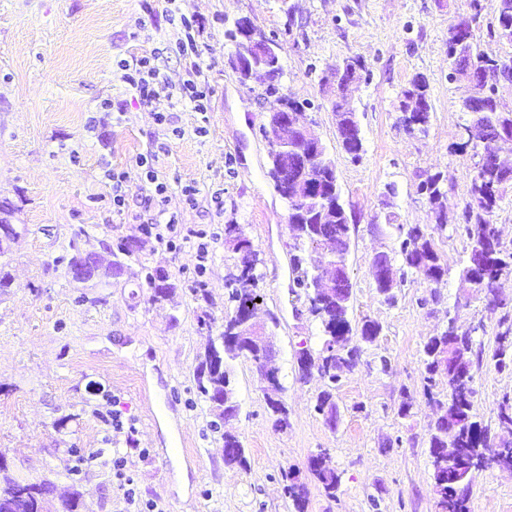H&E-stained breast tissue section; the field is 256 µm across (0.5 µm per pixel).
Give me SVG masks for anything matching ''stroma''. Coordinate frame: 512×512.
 I'll return each instance as SVG.
<instances>
[{"mask_svg":"<svg viewBox=\"0 0 512 512\" xmlns=\"http://www.w3.org/2000/svg\"><path fill=\"white\" fill-rule=\"evenodd\" d=\"M181 7L201 23L195 39L212 89L203 112L178 95L185 61L167 0H0V206L21 229L7 255L12 284L0 293V455L16 474L50 480L55 502L79 487L88 512H129L112 477L116 448L139 499L160 512H292L281 482L289 467L305 472L308 512H434L429 437L437 407L424 393L423 346L453 317L465 327L482 323L479 339L492 351L503 311L465 302L459 270L467 243L452 229L435 238L448 262L442 281L408 276L395 303L376 292L372 261L397 250L398 225L434 223L418 190L427 175L445 176L451 225L468 202L476 159L455 148L468 116L460 106L464 81L448 77V30L470 13V0H182ZM242 17L280 35L281 84L304 103L334 160L350 216V319L382 328L343 374L332 426L314 410L322 380L299 376L300 352H317L323 338L289 290L293 239L288 205L267 174L264 84L241 81L230 61L225 33ZM144 56L169 84L150 105L126 91L119 67ZM351 57L368 72L349 95L363 138L356 161L336 137L333 91L320 81L322 71ZM418 74L433 112L427 132L411 135L398 122L399 96ZM159 111L169 124L156 123ZM148 168L177 220L172 249L141 233L155 213ZM112 171L130 176L119 214ZM188 185L199 190L193 209L183 201ZM228 223L241 225L257 254V323L279 320L273 363L289 418L287 429L275 427L254 364L232 360L239 413L224 428L246 450L243 468L225 465L194 381L230 310L226 283L236 255L224 243ZM76 234L87 251L126 240L139 248L123 257L119 277L78 283L57 263ZM201 243L209 260L200 276ZM149 268L169 273L170 300L149 302ZM199 276L205 305L191 290ZM474 389L477 419L492 424L498 402L512 397V372L484 360ZM406 401L412 407L403 416ZM115 409L125 423L119 433L108 420ZM320 451L341 478L332 498L306 472ZM471 507L512 512V472L479 473Z\"/></svg>","mask_w":512,"mask_h":512,"instance_id":"1","label":"stroma"}]
</instances>
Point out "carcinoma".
I'll list each match as a JSON object with an SVG mask.
<instances>
[{
    "label": "carcinoma",
    "mask_w": 512,
    "mask_h": 512,
    "mask_svg": "<svg viewBox=\"0 0 512 512\" xmlns=\"http://www.w3.org/2000/svg\"><path fill=\"white\" fill-rule=\"evenodd\" d=\"M475 13L459 17L452 26L448 36V63L455 66L466 62L471 55L479 52L480 44L475 29L480 17V0H473ZM465 44H459V41ZM429 85L423 76L415 77L410 87L402 91L403 102L413 107V115L420 123L429 120ZM470 122L484 124L488 127L508 129L512 132V109H506L492 93L475 101L468 110ZM337 138L343 151L351 156V160L359 159L355 135L343 128L336 129ZM291 144L296 151L288 153L290 171L295 172L303 163V153L308 148L303 146L299 135L291 137ZM317 179L304 189L303 196L297 200L288 199V218H293L301 209L317 212L325 202L334 205L332 220L323 225L324 233L320 236L309 234V227L299 222H290L295 231L290 254L292 283L290 291L297 298L310 300L314 289L320 287L323 279L321 263H335L346 266L347 246L345 239L349 237V215L341 203V194L337 183L336 170L315 171ZM512 187V171L507 172L496 167L495 161L488 157L475 170L467 187L470 202L467 203L463 222L453 225V231L461 233L468 244V257L460 270L459 279L463 286L470 288V297L485 300L495 307L505 308L507 303L492 295V283L502 273L512 274V249L505 248L501 243V235L495 215L503 200L507 187ZM427 190L425 196L429 203H434L445 195L440 174L428 176L419 184V190ZM224 241L232 245L234 253L239 255L236 273L231 275L227 284L229 288L228 302L233 306L232 314L224 319V332L211 339L200 357L196 368V393L203 401L210 404L216 413L217 420L211 423L213 430L221 428L226 420L224 403L215 401V397L224 394V386L231 383L228 361L245 357L259 364L262 354L242 353L235 346H224V337L232 335L240 313L254 309L259 293L257 291L261 275L257 273L256 260L251 258L253 248L250 240L243 234L238 224L224 225ZM395 254L402 262V273L399 279L388 285L373 278V287L385 296L390 303L395 301L394 289L398 288L407 277L408 272L421 275L428 282H438L448 273V265L436 249L428 228L416 224L407 231L400 232L398 250ZM68 271H83L88 281L110 279L121 274L123 264L116 259L108 264L98 266L87 265L84 250L80 247L79 236L70 241V253L59 257ZM145 282L153 290L150 301L154 304L170 297L175 285L166 284L161 293H155V275L146 273ZM352 297V285L345 279L337 285L333 294H323L316 303L309 304L310 314L320 323L322 335L332 336L350 342L353 337L366 344L375 343L380 335L379 324L366 320L360 328L352 327L349 318V306ZM425 359L427 385L425 392L432 394L438 379L446 378L448 391L444 397L447 415L432 428L429 437L430 462L433 469L435 512H472L471 493L476 474L464 464L456 468L448 467L447 458L442 449L453 442L460 448L467 449V458H483V449L494 442L490 428L476 420L473 413V383L475 379L474 362L482 361L483 348L476 347L472 335L460 332L452 337L448 332L429 338L423 349ZM361 347L328 355L320 350L317 356H309V362L299 363L302 377L310 375V369L318 367L326 374V389L319 393L316 413L324 410L337 413L333 400V390L341 381L342 373L356 367ZM491 360L500 371L512 368V316L504 313L499 321V331L495 336V348ZM269 414L274 418L275 425L281 429L288 427V409L284 402L275 405L266 403ZM495 425L512 435V403L503 400L494 413ZM224 454L237 459V465L247 464L245 448L240 440L231 433H223ZM309 470L321 484L324 492L335 495L340 484V476L330 465L320 462V457L310 458ZM293 472L282 473L285 491L291 499L295 512H306L307 489L293 483ZM54 492L52 482L42 479L31 481L14 475L4 457L0 456V504L10 505L8 512H53L50 496Z\"/></svg>",
    "instance_id": "obj_1"
}]
</instances>
